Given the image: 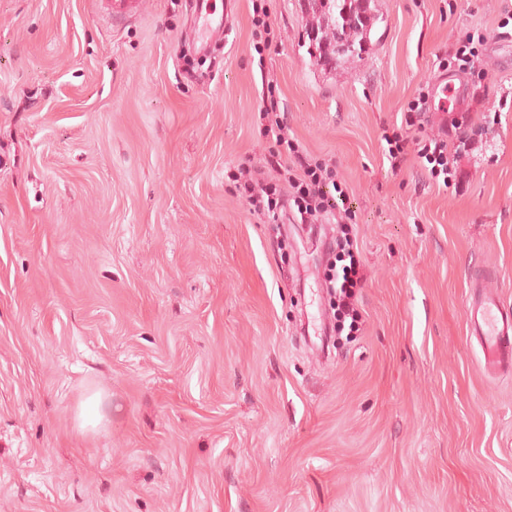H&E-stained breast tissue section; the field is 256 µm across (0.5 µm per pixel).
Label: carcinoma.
Returning <instances> with one entry per match:
<instances>
[{"label": "carcinoma", "instance_id": "carcinoma-1", "mask_svg": "<svg viewBox=\"0 0 512 512\" xmlns=\"http://www.w3.org/2000/svg\"><path fill=\"white\" fill-rule=\"evenodd\" d=\"M372 0H308L317 38L309 40L308 53L336 65L359 58L370 41L375 18Z\"/></svg>", "mask_w": 512, "mask_h": 512}]
</instances>
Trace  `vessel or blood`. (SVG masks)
Listing matches in <instances>:
<instances>
[{"label": "vessel or blood", "mask_w": 512, "mask_h": 512, "mask_svg": "<svg viewBox=\"0 0 512 512\" xmlns=\"http://www.w3.org/2000/svg\"><path fill=\"white\" fill-rule=\"evenodd\" d=\"M200 40L209 45L224 33V17L213 11L201 15ZM468 327L477 336L483 356V369L493 374L512 366V315L504 313L499 299L490 292L466 307Z\"/></svg>", "instance_id": "obj_1"}]
</instances>
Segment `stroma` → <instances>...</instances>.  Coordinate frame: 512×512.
I'll return each instance as SVG.
<instances>
[{"label": "stroma", "mask_w": 512, "mask_h": 512, "mask_svg": "<svg viewBox=\"0 0 512 512\" xmlns=\"http://www.w3.org/2000/svg\"><path fill=\"white\" fill-rule=\"evenodd\" d=\"M223 3L204 52L197 0H0V512H512V371L466 322L478 279L512 311V0H374L338 66L304 0ZM271 94L356 214L350 342L319 237L227 177ZM417 102L472 120L456 189L390 166Z\"/></svg>", "instance_id": "stroma-1"}]
</instances>
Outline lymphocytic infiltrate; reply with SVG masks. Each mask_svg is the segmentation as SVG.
Masks as SVG:
<instances>
[{
  "label": "lymphocytic infiltrate",
  "mask_w": 512,
  "mask_h": 512,
  "mask_svg": "<svg viewBox=\"0 0 512 512\" xmlns=\"http://www.w3.org/2000/svg\"><path fill=\"white\" fill-rule=\"evenodd\" d=\"M416 122L414 113H406L407 129L413 132ZM469 123V118H454L449 124L440 126L437 133L420 136L413 132L411 141L417 146L419 156L442 166L445 176L450 178L454 175L452 167L456 165L462 148L470 144ZM334 175L330 164L300 156L289 168L274 158L269 159L264 169L239 167L233 181L253 212L265 217L268 223L280 222L283 206L289 201L296 208L301 223L335 224L337 237L334 244L339 251L350 256L337 280L336 329L340 332L347 329L354 331L361 318L359 293L365 282V274L360 260L351 254L353 240L348 229L351 211L325 190L327 181L332 180Z\"/></svg>",
  "instance_id": "obj_1"
}]
</instances>
